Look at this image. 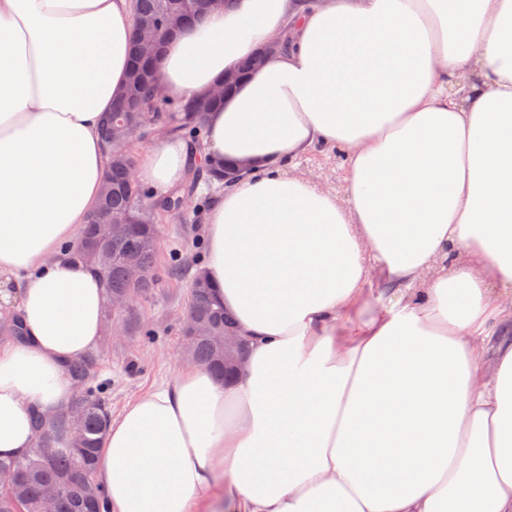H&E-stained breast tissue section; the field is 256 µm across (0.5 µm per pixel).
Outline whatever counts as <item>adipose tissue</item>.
<instances>
[{
	"label": "adipose tissue",
	"instance_id": "adipose-tissue-1",
	"mask_svg": "<svg viewBox=\"0 0 512 512\" xmlns=\"http://www.w3.org/2000/svg\"><path fill=\"white\" fill-rule=\"evenodd\" d=\"M132 0H0V457L65 408L103 333L70 252L107 168ZM247 171L205 216L203 273L246 342L226 384L181 368L111 420L106 512H512V0H234L170 38L159 95ZM319 150L342 193L290 175ZM172 133L140 182L188 172ZM458 251L449 262V251Z\"/></svg>",
	"mask_w": 512,
	"mask_h": 512
}]
</instances>
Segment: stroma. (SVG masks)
Here are the masks:
<instances>
[{"label": "stroma", "instance_id": "stroma-1", "mask_svg": "<svg viewBox=\"0 0 512 512\" xmlns=\"http://www.w3.org/2000/svg\"><path fill=\"white\" fill-rule=\"evenodd\" d=\"M343 159L335 152H316L293 169L331 191L341 184ZM217 194L200 188L187 201V221L166 215L160 220L157 245L160 280L149 297L134 301L116 316L112 340L105 345L96 374L107 385L111 415H119L130 401L161 381L171 379L182 366L179 325L186 312L187 293L196 261L205 255L203 221Z\"/></svg>", "mask_w": 512, "mask_h": 512}]
</instances>
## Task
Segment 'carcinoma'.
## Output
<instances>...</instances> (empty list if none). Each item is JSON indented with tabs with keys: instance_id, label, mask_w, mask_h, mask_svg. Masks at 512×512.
Here are the masks:
<instances>
[{
	"instance_id": "1",
	"label": "carcinoma",
	"mask_w": 512,
	"mask_h": 512,
	"mask_svg": "<svg viewBox=\"0 0 512 512\" xmlns=\"http://www.w3.org/2000/svg\"><path fill=\"white\" fill-rule=\"evenodd\" d=\"M208 7L198 0H134V22H147L166 42L186 30ZM223 101L221 97H196L167 101L155 93L153 82L145 78L128 86L126 95L112 111L104 114L100 134L108 163L100 203L87 219L75 247V255L90 264L102 280L107 304L105 321H112V297L135 299L150 295L158 276L135 279L132 266L157 270L156 248L160 233L159 215L185 213L184 197L193 195L199 185L224 184L228 164L205 153L203 118ZM163 121L170 130L188 139L192 155L200 158L193 179L182 195L154 197L133 177L127 145L134 138L116 143L119 127L132 123L149 128ZM188 319L181 327L189 338L187 358L208 368L225 381L233 372L234 359L224 357V333L235 331L203 273H196L189 285ZM25 329L19 313L0 320V339H20ZM99 354L91 353L67 365L70 378L79 391L64 410L46 419L33 416L36 440L25 457L0 459V512H104L105 492L95 482L93 492L75 480L78 474L96 479L98 448L110 421L102 385L94 382Z\"/></svg>"
}]
</instances>
